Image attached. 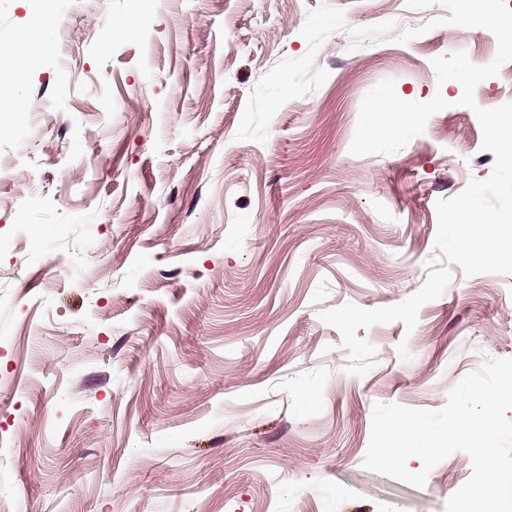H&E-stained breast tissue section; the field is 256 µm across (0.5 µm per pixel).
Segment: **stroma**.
<instances>
[{"label":"stroma","mask_w":512,"mask_h":512,"mask_svg":"<svg viewBox=\"0 0 512 512\" xmlns=\"http://www.w3.org/2000/svg\"><path fill=\"white\" fill-rule=\"evenodd\" d=\"M405 0H0V512H444L362 463L375 403L512 358V275L425 281L436 202L495 156L433 58L497 54ZM399 134L363 144L381 92ZM407 342L410 360L397 352Z\"/></svg>","instance_id":"35a3bbf8"}]
</instances>
